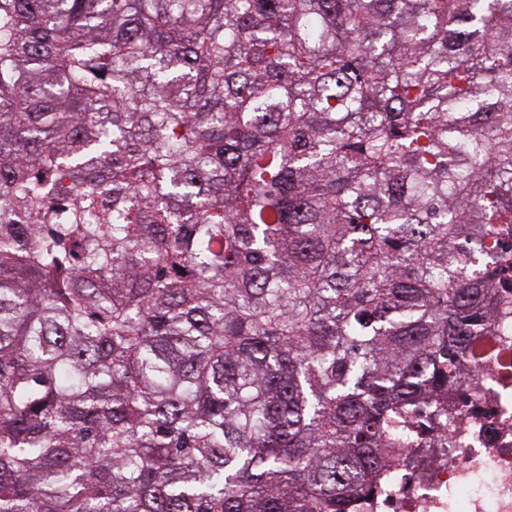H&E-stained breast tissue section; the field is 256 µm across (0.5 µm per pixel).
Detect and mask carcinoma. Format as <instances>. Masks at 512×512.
<instances>
[{
  "instance_id": "carcinoma-1",
  "label": "carcinoma",
  "mask_w": 512,
  "mask_h": 512,
  "mask_svg": "<svg viewBox=\"0 0 512 512\" xmlns=\"http://www.w3.org/2000/svg\"><path fill=\"white\" fill-rule=\"evenodd\" d=\"M510 231L512 0H0V512H346Z\"/></svg>"
}]
</instances>
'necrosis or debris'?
<instances>
[{
    "label": "necrosis or debris",
    "mask_w": 512,
    "mask_h": 512,
    "mask_svg": "<svg viewBox=\"0 0 512 512\" xmlns=\"http://www.w3.org/2000/svg\"><path fill=\"white\" fill-rule=\"evenodd\" d=\"M477 352L448 414L422 417L386 483L350 512H512V327L495 326Z\"/></svg>",
    "instance_id": "necrosis-or-debris-1"
}]
</instances>
